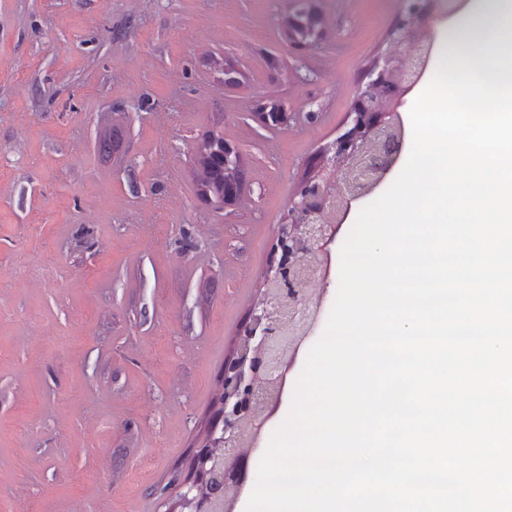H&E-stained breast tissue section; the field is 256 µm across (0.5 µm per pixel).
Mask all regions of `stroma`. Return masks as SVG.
Wrapping results in <instances>:
<instances>
[{"label": "stroma", "instance_id": "35a3bbf8", "mask_svg": "<svg viewBox=\"0 0 512 512\" xmlns=\"http://www.w3.org/2000/svg\"><path fill=\"white\" fill-rule=\"evenodd\" d=\"M404 6L317 0L328 34L295 50L288 0H0V512H180L277 227ZM268 100L294 112L287 129L254 120ZM210 130L244 154L240 205L194 192ZM360 210L336 231L289 382ZM291 398L273 404L232 512Z\"/></svg>", "mask_w": 512, "mask_h": 512}]
</instances>
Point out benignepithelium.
<instances>
[{"mask_svg":"<svg viewBox=\"0 0 512 512\" xmlns=\"http://www.w3.org/2000/svg\"><path fill=\"white\" fill-rule=\"evenodd\" d=\"M406 2L385 51L359 86L344 131L321 150L317 173L297 193L290 221L280 226L274 261L264 278V296L237 337L233 353L224 360L223 425L208 443L221 452H203L200 464L202 479L218 485L221 497L205 496L198 481L185 483L179 493L182 512H226L228 502L239 494L242 484L235 462L244 445L255 444L265 407L280 381L286 336L280 303L290 302L291 321L305 328L308 314L299 300L303 261L323 256L333 225L344 223L352 205L372 195L401 158L405 143L402 112L407 96L428 69L435 34L425 31L437 21L429 15V0ZM256 119L272 129L288 125L290 113L277 104L273 112L256 113ZM224 169L240 171L226 195V203L237 204L246 197L245 168L238 144L227 138Z\"/></svg>","mask_w":512,"mask_h":512,"instance_id":"1","label":"benign epithelium"}]
</instances>
